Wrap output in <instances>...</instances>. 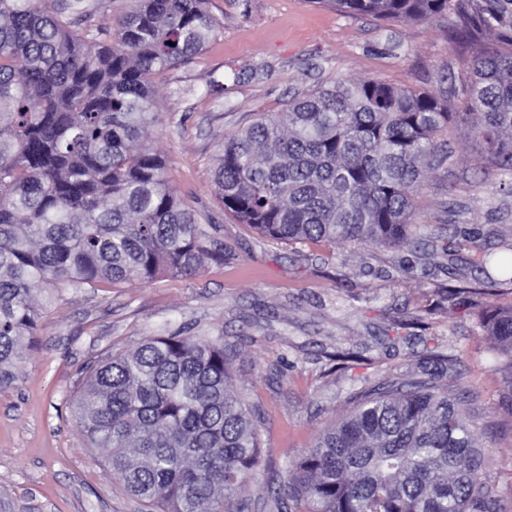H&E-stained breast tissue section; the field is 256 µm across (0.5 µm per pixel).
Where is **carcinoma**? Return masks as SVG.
Returning <instances> with one entry per match:
<instances>
[{
    "label": "carcinoma",
    "mask_w": 512,
    "mask_h": 512,
    "mask_svg": "<svg viewBox=\"0 0 512 512\" xmlns=\"http://www.w3.org/2000/svg\"><path fill=\"white\" fill-rule=\"evenodd\" d=\"M130 2L109 40L85 0H0V389L37 335L34 293L189 277L224 259L148 141L153 78L201 54L220 24L207 0ZM315 2L375 19L456 12L457 38L494 36L456 118L512 176V0ZM449 115L418 90L327 81L224 139V211L281 241L396 245ZM488 329L512 358V308ZM230 379L224 337L152 336L90 367L73 414L145 512H246L259 429ZM466 403L434 372L383 383L296 462L277 509L495 512Z\"/></svg>",
    "instance_id": "carcinoma-1"
}]
</instances>
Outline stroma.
Here are the masks:
<instances>
[{"instance_id":"stroma-1","label":"stroma","mask_w":512,"mask_h":512,"mask_svg":"<svg viewBox=\"0 0 512 512\" xmlns=\"http://www.w3.org/2000/svg\"><path fill=\"white\" fill-rule=\"evenodd\" d=\"M207 6L221 27L204 53L154 78L160 120L149 138L224 259L204 260L192 277L58 287L17 383L0 391V491L32 512H142L70 402L89 364L175 332L223 337L231 388L261 425L248 512H274L290 467L364 392L427 370L468 398L484 480L499 512H512V361L487 331L493 310L512 307V283L490 284L481 270L483 253L512 251V191L500 189L469 126L449 124L409 239L390 247L264 237L225 212L212 177L225 138L330 79H376L461 111L483 42L455 40L452 13L383 21L313 0Z\"/></svg>"}]
</instances>
